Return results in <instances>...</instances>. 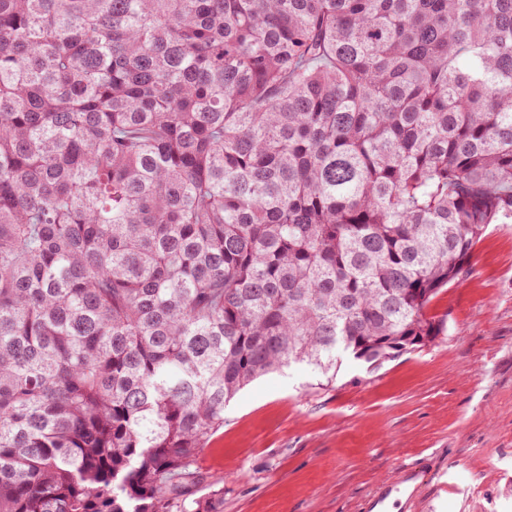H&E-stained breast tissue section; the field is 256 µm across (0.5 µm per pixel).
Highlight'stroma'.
<instances>
[{"label": "stroma", "mask_w": 512, "mask_h": 512, "mask_svg": "<svg viewBox=\"0 0 512 512\" xmlns=\"http://www.w3.org/2000/svg\"><path fill=\"white\" fill-rule=\"evenodd\" d=\"M427 314L433 344L344 359L329 387L306 365L245 387L200 455L202 492L223 490L224 512H371L412 464L396 512H512V223L488 226Z\"/></svg>", "instance_id": "obj_1"}]
</instances>
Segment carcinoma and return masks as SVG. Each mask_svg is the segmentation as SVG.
<instances>
[{"mask_svg":"<svg viewBox=\"0 0 512 512\" xmlns=\"http://www.w3.org/2000/svg\"><path fill=\"white\" fill-rule=\"evenodd\" d=\"M509 223L512 0H0V512H220L226 403Z\"/></svg>","mask_w":512,"mask_h":512,"instance_id":"1","label":"carcinoma"}]
</instances>
